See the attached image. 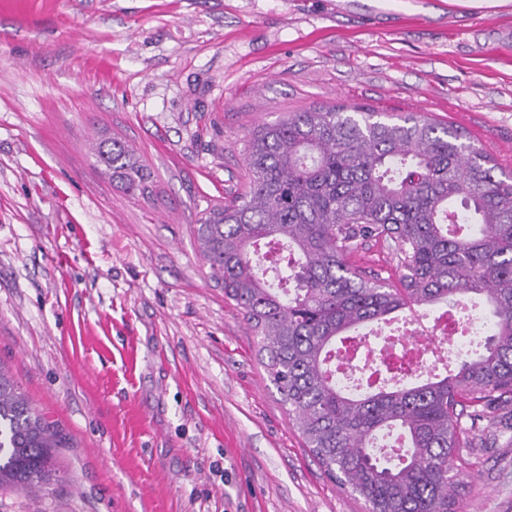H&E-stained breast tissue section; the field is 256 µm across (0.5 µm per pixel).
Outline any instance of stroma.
Returning a JSON list of instances; mask_svg holds the SVG:
<instances>
[{"mask_svg": "<svg viewBox=\"0 0 512 512\" xmlns=\"http://www.w3.org/2000/svg\"><path fill=\"white\" fill-rule=\"evenodd\" d=\"M423 115L512 172V0H0V367L65 436L63 479L0 512H365L292 427L199 212L247 185L258 125ZM118 137L134 198L93 165ZM350 265L399 284L381 243ZM474 427L465 512H512V402ZM95 163L112 182L130 195L149 197L154 191L150 170L127 144L116 138H104L91 149Z\"/></svg>", "mask_w": 512, "mask_h": 512, "instance_id": "1", "label": "stroma"}]
</instances>
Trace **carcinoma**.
Here are the masks:
<instances>
[{"mask_svg": "<svg viewBox=\"0 0 512 512\" xmlns=\"http://www.w3.org/2000/svg\"><path fill=\"white\" fill-rule=\"evenodd\" d=\"M355 107L309 108L249 134L247 189L193 228L208 276L258 338L270 381L307 448L369 512H463L460 414L471 425L512 401V173L458 129L428 118L375 119ZM95 163L130 195L154 191L127 144L104 138ZM392 247L401 287L366 278L348 257ZM467 295L491 334L445 376L416 382L390 366L343 388L340 347L398 314ZM381 435L391 445L377 448ZM55 430L0 369V489L35 500L56 479Z\"/></svg>", "mask_w": 512, "mask_h": 512, "instance_id": "carcinoma-1", "label": "carcinoma"}]
</instances>
